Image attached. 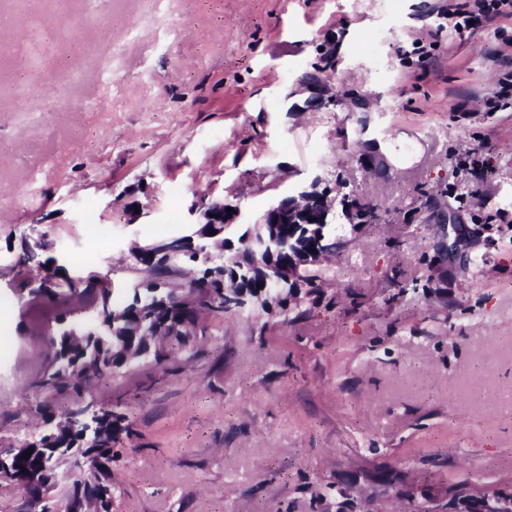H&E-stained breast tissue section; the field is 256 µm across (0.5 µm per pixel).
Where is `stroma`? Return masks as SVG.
Wrapping results in <instances>:
<instances>
[{
  "instance_id": "35a3bbf8",
  "label": "stroma",
  "mask_w": 512,
  "mask_h": 512,
  "mask_svg": "<svg viewBox=\"0 0 512 512\" xmlns=\"http://www.w3.org/2000/svg\"><path fill=\"white\" fill-rule=\"evenodd\" d=\"M447 6L0 0V439L73 402L37 385L66 307L29 299L21 238L120 295L130 242L183 233L199 192L247 224L316 180L383 219L302 317L228 313L176 371L144 358L95 383L136 431L111 512H411L383 494L394 475L512 493V108L487 109L512 16L459 34ZM444 224L481 234L440 282Z\"/></svg>"
}]
</instances>
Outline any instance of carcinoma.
Listing matches in <instances>:
<instances>
[{
    "mask_svg": "<svg viewBox=\"0 0 512 512\" xmlns=\"http://www.w3.org/2000/svg\"><path fill=\"white\" fill-rule=\"evenodd\" d=\"M355 205L366 217V222L382 220L381 205L374 199L363 198L355 201ZM282 232L294 244L308 246L311 243V237L306 235V227L302 224H284ZM52 249L51 242L44 239L32 244L21 240V262L34 261L49 274L48 285L31 288L28 295L34 300L73 303L79 311L104 314L109 335H51L53 357L39 385L49 393H73L77 399L69 409L60 413L49 405L42 408V421L46 429L23 444L33 453L28 458L14 457L9 469L0 467V481L15 487V470L25 468L33 471L37 475L33 487L35 496L27 499L33 506V512H46L43 508L36 509V506L50 500L54 492L82 498L84 512H110L112 496L118 490L112 478L114 449L132 439L133 430L126 416L118 410V405L101 404L96 407L94 402L84 401L83 393L89 391L98 380L130 365V353L136 350L144 356H151L154 363L161 366L168 362L169 340L188 344L194 342L197 336L206 335L209 323L224 317L225 311L215 306V301L223 297L224 279L234 282L235 269L225 265L221 259L210 262L203 260L197 276L205 285L182 294L176 302L164 304L159 301L131 307L124 301L116 300L99 270L84 269L72 276L61 266L51 268L52 257L39 259L40 254H48ZM193 260L195 254L191 248L176 254L162 241L154 253L135 258V265L136 270L143 273L140 284L148 289L169 283L182 266ZM286 260V253L276 256L267 265L262 279L247 280L242 277L238 287L249 291L259 288L273 291L277 269ZM93 407L98 413L99 439L90 448L85 446L76 423ZM90 451L96 452L100 459L92 480L95 487L110 492L107 498L89 491L90 479L79 470L80 458ZM447 491L451 494V502L460 505L458 512H476L474 504L467 501L465 485L451 483Z\"/></svg>",
    "mask_w": 512,
    "mask_h": 512,
    "instance_id": "carcinoma-1",
    "label": "carcinoma"
}]
</instances>
